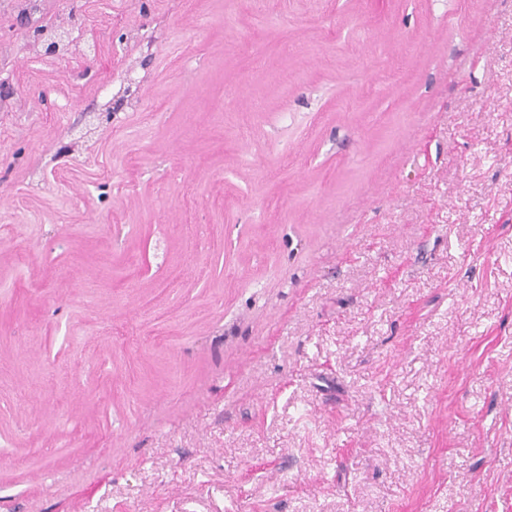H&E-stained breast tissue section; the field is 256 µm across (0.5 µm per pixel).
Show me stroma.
I'll list each match as a JSON object with an SVG mask.
<instances>
[{"label":"stroma","mask_w":512,"mask_h":512,"mask_svg":"<svg viewBox=\"0 0 512 512\" xmlns=\"http://www.w3.org/2000/svg\"><path fill=\"white\" fill-rule=\"evenodd\" d=\"M0 18V512H512V0Z\"/></svg>","instance_id":"35a3bbf8"}]
</instances>
